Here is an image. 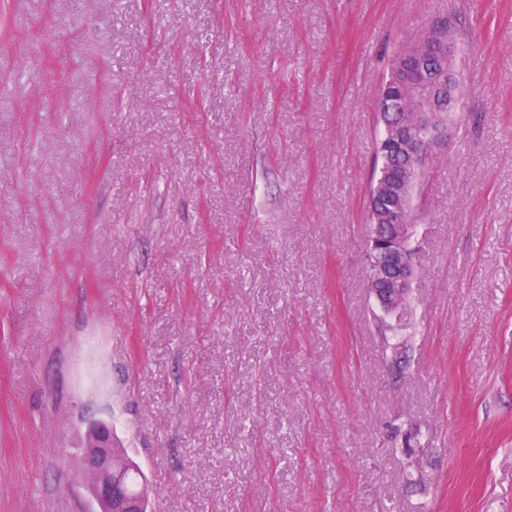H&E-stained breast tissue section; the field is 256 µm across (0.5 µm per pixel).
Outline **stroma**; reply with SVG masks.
<instances>
[{"mask_svg": "<svg viewBox=\"0 0 512 512\" xmlns=\"http://www.w3.org/2000/svg\"><path fill=\"white\" fill-rule=\"evenodd\" d=\"M448 22L464 104L367 286L375 104ZM0 512H512V0H0ZM87 450L83 469L89 479V494L93 512H144V495L130 494L124 478L130 467L128 460L136 465L128 473V481L134 492L144 474L131 458L118 457L113 448L112 427L109 423L97 421L88 427Z\"/></svg>", "mask_w": 512, "mask_h": 512, "instance_id": "stroma-1", "label": "stroma"}]
</instances>
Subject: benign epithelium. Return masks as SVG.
I'll return each instance as SVG.
<instances>
[{
	"instance_id": "7a95c632",
	"label": "benign epithelium",
	"mask_w": 512,
	"mask_h": 512,
	"mask_svg": "<svg viewBox=\"0 0 512 512\" xmlns=\"http://www.w3.org/2000/svg\"><path fill=\"white\" fill-rule=\"evenodd\" d=\"M445 40L424 35L401 55L393 83L400 90L395 111L389 113L385 152L402 161L384 178L379 198L385 223L375 226L368 247L373 258L369 287L388 313L404 315V302L414 275L410 248L414 228L413 192L421 178V159L448 136L446 113L454 110L457 78L452 50H436ZM83 469L89 479L92 512H143L144 497L126 489L129 462L116 455L112 427L97 421L88 427Z\"/></svg>"
}]
</instances>
